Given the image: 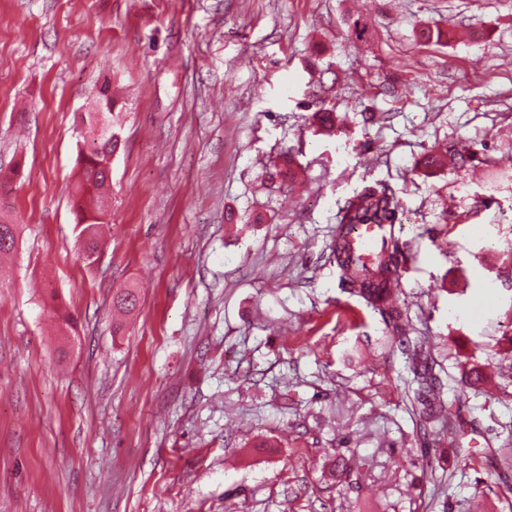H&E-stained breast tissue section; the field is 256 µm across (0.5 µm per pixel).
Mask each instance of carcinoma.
I'll return each instance as SVG.
<instances>
[{"label":"carcinoma","mask_w":512,"mask_h":512,"mask_svg":"<svg viewBox=\"0 0 512 512\" xmlns=\"http://www.w3.org/2000/svg\"><path fill=\"white\" fill-rule=\"evenodd\" d=\"M451 29L438 25L419 30L417 37L424 42L443 44L451 39ZM97 112L112 121V132L121 128V113L115 111L112 84L105 82L104 88L95 94ZM106 157L102 145L89 141L83 145L77 158L75 189L71 199L75 223L82 226L84 249L100 247L99 227L103 224L107 186L101 167ZM403 204L395 191L382 181L368 183L347 198L336 212L338 224H400ZM401 250L399 238L380 244L371 267L356 265L352 268L338 264L342 282L350 292L360 298L373 311L380 314L387 329L398 342L405 356L412 378L408 389L413 401L418 404L419 417L427 424L438 427L448 435V442L457 448L459 459L469 465L473 461L471 449L463 446L459 416L447 407L443 392L435 386L433 363L425 338L412 335V328L405 308L397 299L396 288H373L369 281L384 275L390 264L399 261Z\"/></svg>","instance_id":"1"}]
</instances>
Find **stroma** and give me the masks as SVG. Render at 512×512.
I'll return each instance as SVG.
<instances>
[{
    "label": "stroma",
    "mask_w": 512,
    "mask_h": 512,
    "mask_svg": "<svg viewBox=\"0 0 512 512\" xmlns=\"http://www.w3.org/2000/svg\"><path fill=\"white\" fill-rule=\"evenodd\" d=\"M433 23L455 37L418 41ZM105 75L122 143L88 266L70 198ZM0 169V512H471L512 442V0H0ZM373 180L471 465L340 280L336 211Z\"/></svg>",
    "instance_id": "stroma-1"
}]
</instances>
